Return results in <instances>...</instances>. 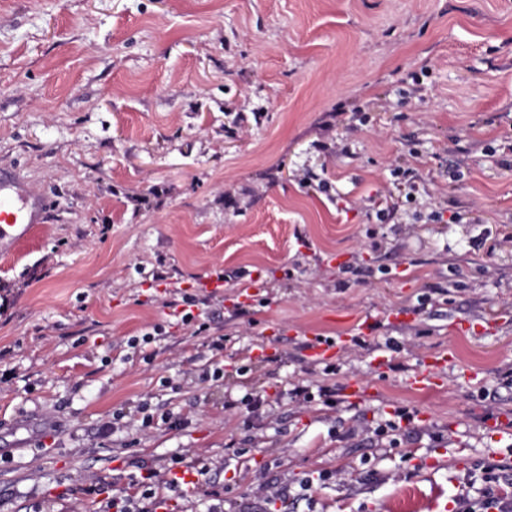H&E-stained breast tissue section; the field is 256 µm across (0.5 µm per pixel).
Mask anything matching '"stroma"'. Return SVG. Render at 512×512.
<instances>
[{"label":"stroma","instance_id":"1","mask_svg":"<svg viewBox=\"0 0 512 512\" xmlns=\"http://www.w3.org/2000/svg\"><path fill=\"white\" fill-rule=\"evenodd\" d=\"M0 164L54 205L0 251V512L147 470L167 512H453L512 459V0H0Z\"/></svg>","mask_w":512,"mask_h":512}]
</instances>
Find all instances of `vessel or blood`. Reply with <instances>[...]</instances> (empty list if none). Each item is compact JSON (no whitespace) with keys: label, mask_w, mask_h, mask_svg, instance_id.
I'll use <instances>...</instances> for the list:
<instances>
[{"label":"vessel or blood","mask_w":512,"mask_h":512,"mask_svg":"<svg viewBox=\"0 0 512 512\" xmlns=\"http://www.w3.org/2000/svg\"><path fill=\"white\" fill-rule=\"evenodd\" d=\"M45 198L22 183L9 169H0V244L26 236L31 225L46 223Z\"/></svg>","instance_id":"1"}]
</instances>
